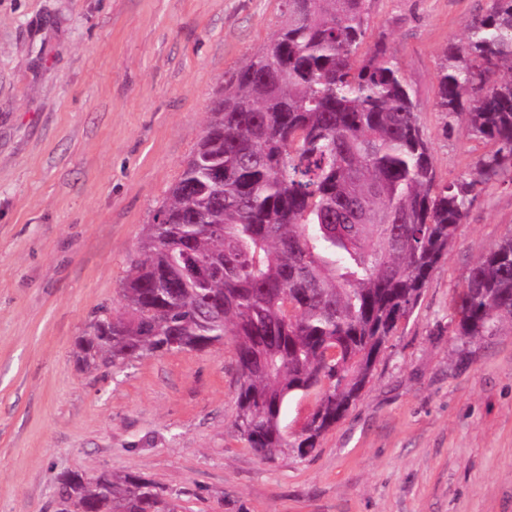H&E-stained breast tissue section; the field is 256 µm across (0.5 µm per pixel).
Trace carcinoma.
<instances>
[{
	"label": "carcinoma",
	"instance_id": "carcinoma-1",
	"mask_svg": "<svg viewBox=\"0 0 512 512\" xmlns=\"http://www.w3.org/2000/svg\"><path fill=\"white\" fill-rule=\"evenodd\" d=\"M436 73L439 111L493 143L467 175L438 179L413 91L383 41L358 52L370 0H283L284 20L209 112L146 226L121 292L82 360L114 365L231 338L233 426L261 458L300 452L360 397L464 223L477 186L512 181V0H487ZM456 335L512 323V235L472 266ZM319 392L298 438L282 412ZM59 512H176L141 476L60 475Z\"/></svg>",
	"mask_w": 512,
	"mask_h": 512
}]
</instances>
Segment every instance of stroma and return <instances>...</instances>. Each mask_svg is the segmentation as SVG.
I'll return each mask as SVG.
<instances>
[{"label": "stroma", "mask_w": 512, "mask_h": 512, "mask_svg": "<svg viewBox=\"0 0 512 512\" xmlns=\"http://www.w3.org/2000/svg\"><path fill=\"white\" fill-rule=\"evenodd\" d=\"M437 174L491 145L436 107V72L487 0H371ZM281 0H0V512H56L58 477L141 475L178 512H512V330L464 339L453 298L512 233L484 185L360 398L309 453L267 461L233 427L232 342L86 365L124 310L144 227Z\"/></svg>", "instance_id": "obj_1"}]
</instances>
